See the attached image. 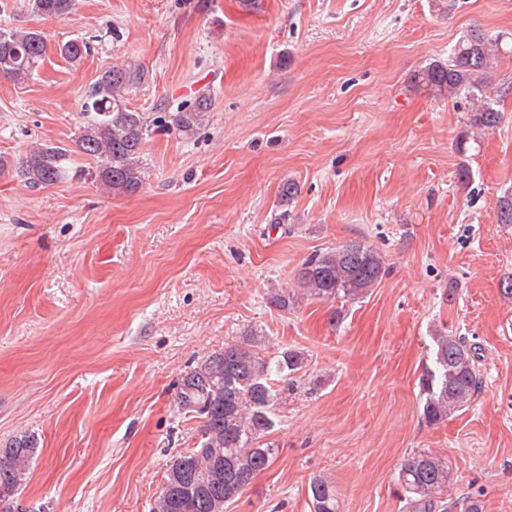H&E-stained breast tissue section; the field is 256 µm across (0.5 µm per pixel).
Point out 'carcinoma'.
Masks as SVG:
<instances>
[{
  "mask_svg": "<svg viewBox=\"0 0 512 512\" xmlns=\"http://www.w3.org/2000/svg\"><path fill=\"white\" fill-rule=\"evenodd\" d=\"M30 11L45 19H65L76 0H28ZM504 39L473 29L446 61H433L414 76V85L442 98L464 99L471 105L470 126L489 130L504 118L486 95L488 79L499 59L512 48ZM59 54L80 64L89 53L88 42L74 38L59 45ZM45 37L23 27L0 30V75L23 84L44 62ZM144 79V70L116 66L103 71L90 85L83 103L87 121L73 146L42 143L24 157L0 159V173L16 176L31 189H43L67 178L71 156L81 153L95 162L92 175L114 195L132 194L143 183L142 152L157 120L127 107L124 93ZM213 104L201 92L178 105L171 114L177 131L188 136L203 125ZM498 222L512 224V194L496 202ZM383 275V259L373 248L351 242L308 260L298 275V287L313 298H352L375 287ZM432 365L425 368L420 391L425 396L423 417L437 424L471 405L482 380L476 352L464 338L439 333L433 337ZM304 367L303 354L284 347L279 355L264 352L263 337L252 333L224 343L182 379L178 405L202 423L204 440L173 456L167 464L154 512H224L251 481L267 470L277 449L260 439L274 429V405L282 391L278 380ZM38 454L37 443L20 436L0 448V505L10 506ZM448 467L435 455L420 451L401 466L398 482L409 512H447L439 495L448 484ZM314 512H339L335 486L318 476L309 483Z\"/></svg>",
  "mask_w": 512,
  "mask_h": 512,
  "instance_id": "carcinoma-1",
  "label": "carcinoma"
}]
</instances>
